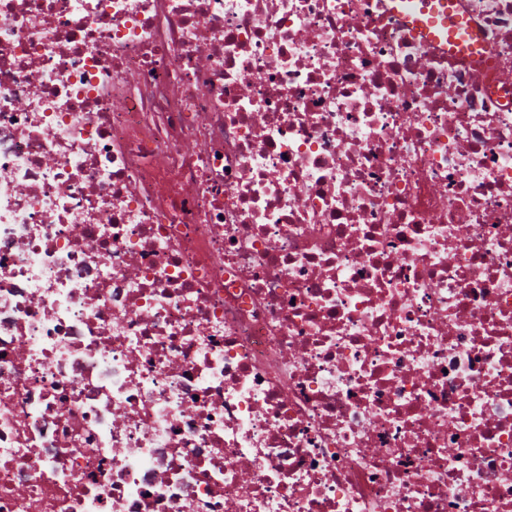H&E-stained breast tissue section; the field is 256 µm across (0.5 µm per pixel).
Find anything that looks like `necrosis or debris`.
<instances>
[{
  "label": "necrosis or debris",
  "instance_id": "1",
  "mask_svg": "<svg viewBox=\"0 0 512 512\" xmlns=\"http://www.w3.org/2000/svg\"><path fill=\"white\" fill-rule=\"evenodd\" d=\"M0 0V512H512V0ZM394 15L400 17L409 26L414 35L424 44L437 45L441 43L448 51V44L452 51L469 53L473 48L475 34L467 30L468 34H459V28L448 30V4L447 0H436L431 3H420V0H390ZM423 4V7H420ZM432 4L428 10L427 6Z\"/></svg>",
  "mask_w": 512,
  "mask_h": 512
}]
</instances>
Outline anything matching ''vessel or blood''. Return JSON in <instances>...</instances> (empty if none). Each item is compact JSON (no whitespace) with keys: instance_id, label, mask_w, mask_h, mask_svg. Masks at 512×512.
Returning <instances> with one entry per match:
<instances>
[{"instance_id":"b4317fda","label":"vessel or blood","mask_w":512,"mask_h":512,"mask_svg":"<svg viewBox=\"0 0 512 512\" xmlns=\"http://www.w3.org/2000/svg\"><path fill=\"white\" fill-rule=\"evenodd\" d=\"M394 15L409 26L422 43L451 46L454 52L467 53L473 48V34L459 33L448 25V0H434L431 7L420 0H391Z\"/></svg>"}]
</instances>
